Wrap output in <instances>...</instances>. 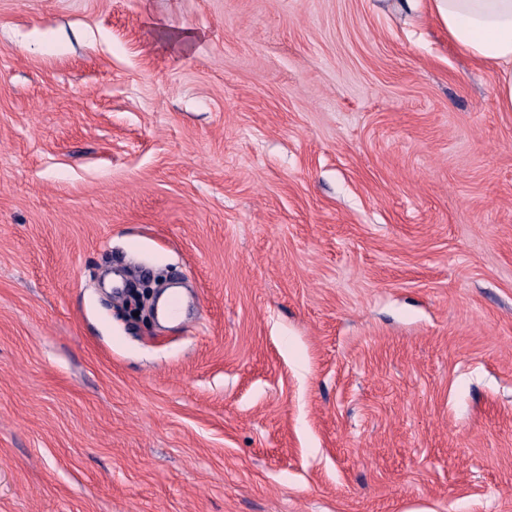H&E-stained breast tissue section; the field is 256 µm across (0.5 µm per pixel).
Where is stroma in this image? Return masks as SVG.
I'll use <instances>...</instances> for the list:
<instances>
[{
  "mask_svg": "<svg viewBox=\"0 0 512 512\" xmlns=\"http://www.w3.org/2000/svg\"><path fill=\"white\" fill-rule=\"evenodd\" d=\"M496 94L428 0H0V512H512Z\"/></svg>",
  "mask_w": 512,
  "mask_h": 512,
  "instance_id": "35a3bbf8",
  "label": "stroma"
}]
</instances>
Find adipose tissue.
I'll return each instance as SVG.
<instances>
[{
	"label": "adipose tissue",
	"mask_w": 512,
	"mask_h": 512,
	"mask_svg": "<svg viewBox=\"0 0 512 512\" xmlns=\"http://www.w3.org/2000/svg\"><path fill=\"white\" fill-rule=\"evenodd\" d=\"M430 4L449 41L495 71L498 106L512 112V0H430Z\"/></svg>",
	"instance_id": "ef3b65f1"
}]
</instances>
